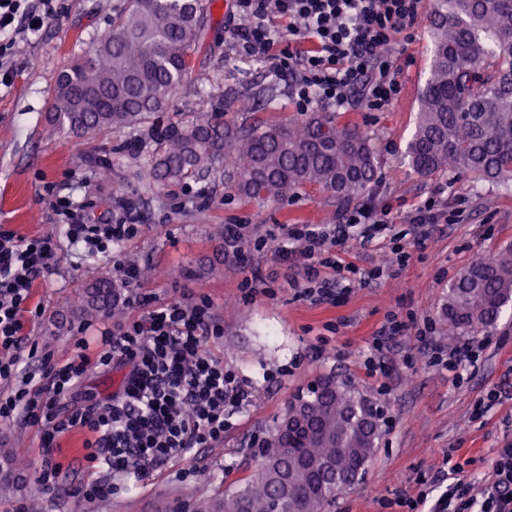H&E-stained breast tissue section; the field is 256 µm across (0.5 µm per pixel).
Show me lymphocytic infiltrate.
<instances>
[{
    "mask_svg": "<svg viewBox=\"0 0 512 512\" xmlns=\"http://www.w3.org/2000/svg\"><path fill=\"white\" fill-rule=\"evenodd\" d=\"M55 11L54 0H0V50L15 31H34ZM240 23L227 31L251 58L289 76L296 111L327 106L349 111L353 100L382 109L401 91L395 60L405 54L421 24L423 0H234ZM288 22L287 33L268 21ZM68 217L67 238L89 253L120 250L138 232L131 202L111 224H87L79 205L61 201ZM389 210L369 205L346 209L335 224H283L261 241L262 249L294 258L297 287L321 302L335 297L330 272L344 273L336 249L356 240L371 241L372 231L391 224ZM60 260L49 237H23L0 227V380L10 383L0 395V423L20 422L41 438L39 481L55 484L59 466L54 450L60 438L86 433L84 459L112 472L136 469L147 474L196 448L223 442L230 413L250 399L234 373L208 348L223 336L208 297L185 295L150 308L139 318L98 328L80 341V354L57 364L52 354L27 348L24 334L34 280ZM119 371L121 386L100 401L59 411L61 400L89 368ZM480 512H512V448L499 449Z\"/></svg>",
    "mask_w": 512,
    "mask_h": 512,
    "instance_id": "1",
    "label": "lymphocytic infiltrate"
}]
</instances>
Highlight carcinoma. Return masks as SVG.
Returning a JSON list of instances; mask_svg holds the SVG:
<instances>
[{"instance_id":"cac0c4a2","label":"carcinoma","mask_w":512,"mask_h":512,"mask_svg":"<svg viewBox=\"0 0 512 512\" xmlns=\"http://www.w3.org/2000/svg\"><path fill=\"white\" fill-rule=\"evenodd\" d=\"M214 0H128L107 30L60 71L49 126L77 136L136 128L167 109L203 49ZM432 54L415 131L403 160L417 175L448 170L476 181L512 182V0H434L429 20ZM149 185L185 183L224 162V188L246 199L284 198L316 186L339 201L361 196L376 182L381 159L372 138L332 112H311L300 123L226 112L212 95L195 119L171 118L151 127ZM512 304V246L474 261L448 288V335L494 326ZM81 308L116 314L111 279L86 284ZM320 388L297 392L300 417L314 437L284 438L283 421L268 429L255 470L235 478L221 496L197 502L195 512H327L344 489L366 473L383 409L355 382L329 374ZM25 459L0 450V487L14 484Z\"/></svg>"}]
</instances>
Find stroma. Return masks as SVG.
<instances>
[{"label": "stroma", "mask_w": 512, "mask_h": 512, "mask_svg": "<svg viewBox=\"0 0 512 512\" xmlns=\"http://www.w3.org/2000/svg\"><path fill=\"white\" fill-rule=\"evenodd\" d=\"M127 0H57L54 14L38 33L17 31L8 64L10 86H0V225L25 237H51L60 263L38 277L31 290L40 318L25 331L39 353L57 361L76 354L81 328L108 318V311L86 315L74 304L88 281L109 277L118 282V299L127 317L145 304H161L192 290L206 295L224 324V334L209 343L252 395L248 406L229 417L223 444L198 448L145 476L124 475L121 490L107 497L109 512H194L198 500L222 492L228 478L254 470L260 453L251 439L281 415L294 391L323 374L352 379L364 392L385 403L383 437L362 480L340 492L331 512H406L402 496L416 495L420 480L430 481L429 503L452 497L465 486L482 502L499 448L512 444V309L496 326L466 334L479 350L476 361L456 370L436 362L438 349H452L442 307L448 284L478 258L512 245V185L474 181L447 172L419 176L402 160L419 111L432 42L421 24L402 64V91L379 111L357 108L337 113L342 123L367 132L383 157L379 177L361 202L390 206L405 213L431 197L435 185L448 184L436 199L441 222L406 235L407 262L395 264L392 225L368 245L350 243L338 260L357 269L359 283L337 290L334 301L319 303L289 286L288 265L260 251L261 237L282 224H332L340 205L330 193L304 188L282 200L250 201L224 188V171L206 180L148 187L139 157L151 149L148 126L125 128L87 139L69 132L46 131L51 92L59 71L107 28ZM232 0H214L204 48L169 103L170 111L191 118L207 104L208 93L250 100L257 118L290 123L304 120L294 111L288 82L265 63L242 56L225 29ZM136 142L138 157L120 152ZM83 201L89 223L119 216V201L134 204L141 230L122 248L120 259L103 253L86 256L66 238L67 219L56 208L62 197ZM459 214L458 223L446 216ZM238 224L249 249L238 253L218 235V227ZM140 268L139 285L123 286L117 261ZM401 329L380 364L368 366L374 339L390 319ZM86 435L63 436L55 452L61 465L56 485L37 483L39 435L32 428L0 425V449H24L29 464L10 490L0 489V512H99L98 500L74 493L81 481L100 478L83 459ZM459 469L447 480L437 473L444 455Z\"/></svg>", "instance_id": "1"}]
</instances>
